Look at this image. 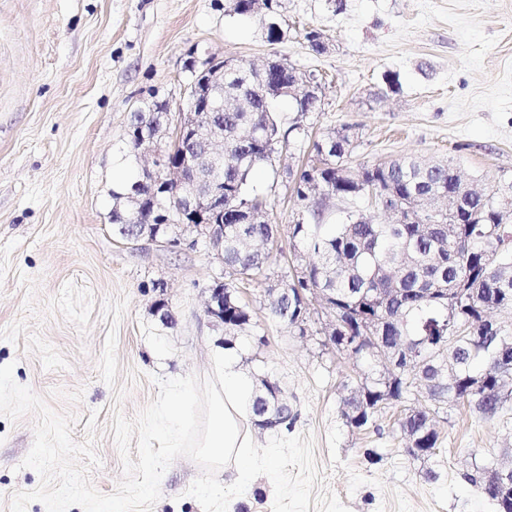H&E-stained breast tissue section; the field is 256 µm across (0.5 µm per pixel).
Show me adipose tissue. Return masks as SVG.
Wrapping results in <instances>:
<instances>
[{
	"label": "adipose tissue",
	"instance_id": "adipose-tissue-1",
	"mask_svg": "<svg viewBox=\"0 0 512 512\" xmlns=\"http://www.w3.org/2000/svg\"><path fill=\"white\" fill-rule=\"evenodd\" d=\"M217 381L199 446L213 472L228 474L229 486L242 489L248 485L255 463L249 434L252 385L228 358L217 373Z\"/></svg>",
	"mask_w": 512,
	"mask_h": 512
}]
</instances>
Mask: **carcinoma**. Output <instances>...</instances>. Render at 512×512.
Returning a JSON list of instances; mask_svg holds the SVG:
<instances>
[{
    "label": "carcinoma",
    "mask_w": 512,
    "mask_h": 512,
    "mask_svg": "<svg viewBox=\"0 0 512 512\" xmlns=\"http://www.w3.org/2000/svg\"><path fill=\"white\" fill-rule=\"evenodd\" d=\"M239 92L250 99V110H224L199 127L193 140H173L170 161H184L196 144L214 131H224V323L248 335L252 315L238 296L237 284L268 278L276 225L268 199L252 183L253 174L272 165L290 141L310 142V156L299 171L288 172L296 199L297 218L288 225L294 265L278 287L285 293L268 308L269 316L304 336L319 313L309 307L320 301L335 313L322 323L323 345H333L368 365L363 387L344 385L341 413L346 423L362 429L387 406L413 401L399 419L409 456L435 454L439 434L434 418L448 402L463 403L493 415L506 386L498 373L512 374V345L494 337L509 335L503 322L488 316L484 304L512 312V234L508 216L497 203V191L480 193L456 174L451 160L423 162L409 155L362 167L354 175L347 155L354 144L353 127L343 125L311 138L296 122L283 129L271 111L250 66L233 75ZM156 101L131 113L128 148L142 149L136 138L141 126L156 122ZM333 191L340 221L322 223L323 214L309 205L307 192ZM167 220L183 221L176 201L146 197L143 223H157L158 206ZM241 209L267 215L263 224H239ZM112 223L130 239L131 220L112 210ZM452 371L439 375V361ZM255 416L274 418L276 430L288 425V400L254 393ZM481 492L495 512H512V487L482 481Z\"/></svg>",
    "instance_id": "obj_1"
}]
</instances>
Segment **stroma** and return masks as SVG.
Masks as SVG:
<instances>
[{
    "instance_id": "obj_1",
    "label": "stroma",
    "mask_w": 512,
    "mask_h": 512,
    "mask_svg": "<svg viewBox=\"0 0 512 512\" xmlns=\"http://www.w3.org/2000/svg\"><path fill=\"white\" fill-rule=\"evenodd\" d=\"M272 4V14L243 17L230 0H0V366L76 417L73 439L92 441L100 459L91 471L100 492H114L122 476L114 410L135 418L158 395L155 377H209L224 348L205 310L207 287L226 277L216 253L202 243H130L112 228L113 191L148 163L128 153L130 116L153 94L181 101L189 59L278 57L314 76L320 111L302 115L288 101L276 110L284 126L317 136L355 126L352 168L450 156L480 189L512 183V0ZM271 21L282 30L275 44ZM309 27L322 33L323 52L310 50ZM302 157L290 150L256 176L275 223L295 217L286 173ZM291 267V257H277L268 279L240 288L265 342L241 343L235 362L247 377L262 370L278 380L293 415L288 428L252 430L258 465L236 512H494L467 475L512 446V402L491 417L449 403L427 460L404 451L402 405L368 429L348 426L343 386L363 365L264 307L269 280ZM161 297L174 324L155 310ZM34 423L31 414L0 416V512L12 493L40 484L22 465ZM200 473L177 458L152 512H202L186 494Z\"/></svg>"
}]
</instances>
